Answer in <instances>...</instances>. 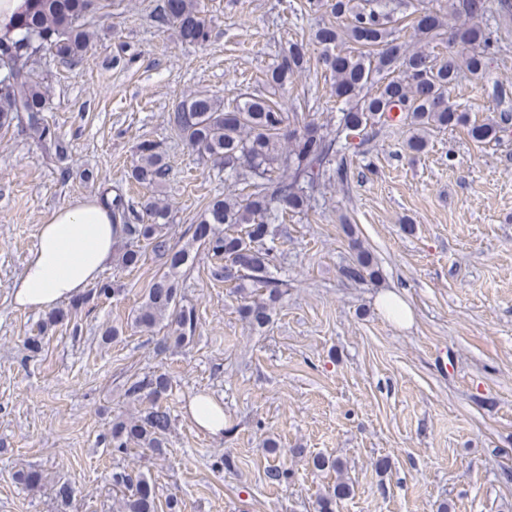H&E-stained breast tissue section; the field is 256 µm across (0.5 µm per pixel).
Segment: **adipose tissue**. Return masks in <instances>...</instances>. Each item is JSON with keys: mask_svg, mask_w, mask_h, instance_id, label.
<instances>
[{"mask_svg": "<svg viewBox=\"0 0 512 512\" xmlns=\"http://www.w3.org/2000/svg\"><path fill=\"white\" fill-rule=\"evenodd\" d=\"M112 212L100 200L80 199L42 224L38 243L12 290L13 304L48 312L82 294L112 259Z\"/></svg>", "mask_w": 512, "mask_h": 512, "instance_id": "adipose-tissue-1", "label": "adipose tissue"}]
</instances>
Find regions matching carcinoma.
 <instances>
[{"mask_svg": "<svg viewBox=\"0 0 512 512\" xmlns=\"http://www.w3.org/2000/svg\"><path fill=\"white\" fill-rule=\"evenodd\" d=\"M25 12L19 32L0 38V129L23 123L38 143L63 155L67 146L43 118L47 87L28 62L33 53L45 52L64 62H80L92 32L87 23L101 9V0H35ZM311 9L332 20L312 30L309 38L289 40L280 61L262 73L260 81L272 92L285 91L295 77L310 70L308 45L320 52L317 65L332 78L336 98V123L318 125L302 112H288L268 96L245 94L224 104L204 93L182 99L169 115V123L183 141L205 161L224 169L240 192L210 200L180 249L166 232L170 211L151 195L136 202L123 189L112 190V223L117 241L124 242L120 264L135 268L144 249L163 260L162 272L148 288L146 302L136 311L133 326L151 329L164 324L166 335L158 348L181 347L196 334L194 308L179 305L178 274L191 250L199 247L224 262L217 274L243 298L239 307L253 329L265 327L273 304L284 291L283 281L271 276L269 266L279 226L288 215L315 207V194L327 185H343L348 178L347 157L353 139L366 136L378 124L393 120L409 123L404 147L422 153L434 128L463 127L476 142H497L512 127V110L504 109L495 123H479L452 102L464 75L483 74L489 56L498 47L496 32L481 25L490 0H445L434 9L423 0H306ZM410 19L409 39L396 27V15ZM153 21L173 29L180 43L202 47L211 37L209 20L200 0H160ZM441 46L444 51L434 52ZM172 165L166 151L154 140L137 145L128 178L152 191L169 179ZM355 251L353 263L341 268L350 281L374 279L378 273L370 251L353 237L347 217L340 218ZM262 288L267 298L247 300ZM116 289L105 282L73 301L78 309L93 299L109 297ZM170 382L166 374L133 376L124 396L132 402L147 399L150 406L139 415L112 419L107 446L123 453L135 446L161 456L171 417L160 404ZM112 484L125 493L116 512H159L154 488L143 474L126 470L111 474ZM351 485L339 480L321 496L319 512H335L336 502L351 494Z\"/></svg>", "mask_w": 512, "mask_h": 512, "instance_id": "1", "label": "carcinoma"}]
</instances>
